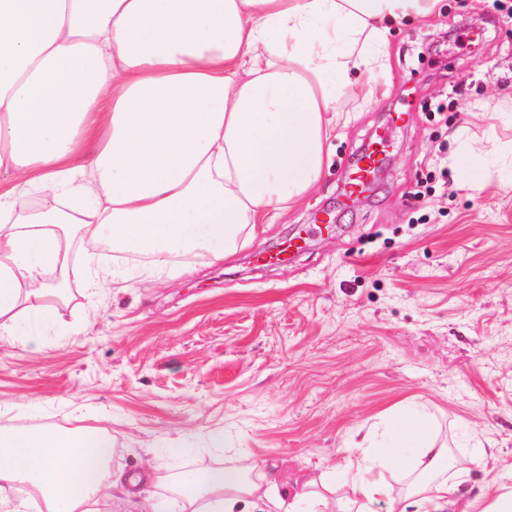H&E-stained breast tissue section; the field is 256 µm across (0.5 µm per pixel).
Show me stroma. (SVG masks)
<instances>
[{"instance_id":"stroma-1","label":"stroma","mask_w":512,"mask_h":512,"mask_svg":"<svg viewBox=\"0 0 512 512\" xmlns=\"http://www.w3.org/2000/svg\"><path fill=\"white\" fill-rule=\"evenodd\" d=\"M451 29L461 38L438 60L405 57ZM388 49L375 98L339 99L319 186L234 254L154 275L103 246L97 261L133 277L94 294L74 244L71 286L47 299L56 326L35 345L0 339V424L109 429L112 469L147 496L237 468L269 474L290 503L411 403L452 448L461 500L512 492V0H443L394 27ZM455 86L459 100L431 116ZM397 109L382 181L343 203L348 171ZM325 215L332 232L293 260L256 264Z\"/></svg>"}]
</instances>
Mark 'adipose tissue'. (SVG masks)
Listing matches in <instances>:
<instances>
[{"label": "adipose tissue", "mask_w": 512, "mask_h": 512, "mask_svg": "<svg viewBox=\"0 0 512 512\" xmlns=\"http://www.w3.org/2000/svg\"><path fill=\"white\" fill-rule=\"evenodd\" d=\"M442 0H0V338L38 343L48 291L68 281L74 240L92 285L128 281L95 262L108 244L155 272L191 252L232 254L241 236L321 180L341 96L384 67L391 25ZM111 111H104V103ZM88 159L76 163L80 150ZM44 197L14 217L16 197ZM386 442L347 458L358 512L391 497L388 472L419 473L422 512H512L456 498L436 425L393 412ZM105 430L0 426V512H234L260 489L235 470L182 477L174 497L127 493Z\"/></svg>", "instance_id": "1"}]
</instances>
